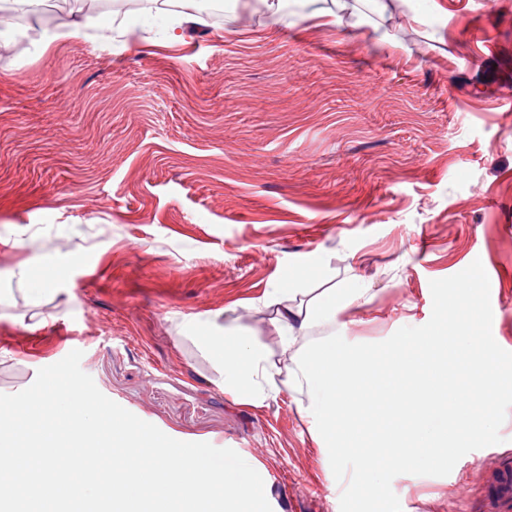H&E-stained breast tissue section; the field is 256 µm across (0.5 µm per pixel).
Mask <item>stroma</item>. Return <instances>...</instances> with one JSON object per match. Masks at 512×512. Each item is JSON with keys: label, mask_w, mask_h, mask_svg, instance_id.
Instances as JSON below:
<instances>
[{"label": "stroma", "mask_w": 512, "mask_h": 512, "mask_svg": "<svg viewBox=\"0 0 512 512\" xmlns=\"http://www.w3.org/2000/svg\"><path fill=\"white\" fill-rule=\"evenodd\" d=\"M224 9L230 35L171 44L167 14L136 10L129 44L86 29L0 57V393L81 350L140 419L236 450L273 512H340L307 385L235 400L185 327L218 317L293 368L322 337L426 324L431 281L477 258L512 351V0H309L290 24ZM291 280L299 302L374 292L288 348L269 295ZM500 435L449 475L395 477L402 512H484L512 411Z\"/></svg>", "instance_id": "35a3bbf8"}]
</instances>
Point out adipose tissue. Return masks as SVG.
Returning <instances> with one entry per match:
<instances>
[{
  "label": "adipose tissue",
  "mask_w": 512,
  "mask_h": 512,
  "mask_svg": "<svg viewBox=\"0 0 512 512\" xmlns=\"http://www.w3.org/2000/svg\"><path fill=\"white\" fill-rule=\"evenodd\" d=\"M369 292V285L361 283L329 289L305 304L278 301L276 321L286 345H294L313 325L335 323L340 312L363 303Z\"/></svg>",
  "instance_id": "ef3b65f1"
}]
</instances>
